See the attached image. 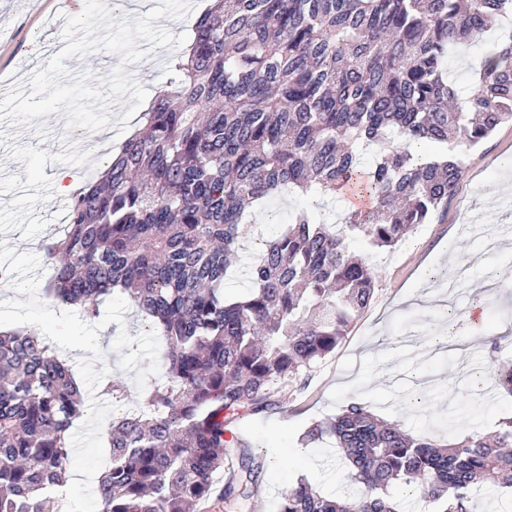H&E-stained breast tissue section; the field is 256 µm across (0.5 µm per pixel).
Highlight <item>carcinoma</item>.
Instances as JSON below:
<instances>
[{"label": "carcinoma", "mask_w": 512, "mask_h": 512, "mask_svg": "<svg viewBox=\"0 0 512 512\" xmlns=\"http://www.w3.org/2000/svg\"><path fill=\"white\" fill-rule=\"evenodd\" d=\"M512 0H212L187 55L101 181L72 198L67 231L40 244L46 293L94 319L127 294L166 347L161 382L130 394L97 480L103 512H193L231 455L226 426L269 405L275 386L332 353L369 304L373 275L349 253L397 244L452 198L457 149L512 124V38L485 55L464 105L448 47L484 35ZM376 148L365 168L360 151ZM302 198L234 300L224 280L251 209ZM366 205L326 223L316 197ZM71 371L34 330L0 331V512H53L82 415ZM364 491L327 497L300 480L280 512H399L389 489L416 483L436 512H472L475 490L512 489V418L495 435L415 437L351 402L314 422ZM262 463L240 454L222 496L247 500Z\"/></svg>", "instance_id": "carcinoma-1"}]
</instances>
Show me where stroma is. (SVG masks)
Segmentation results:
<instances>
[{
  "mask_svg": "<svg viewBox=\"0 0 512 512\" xmlns=\"http://www.w3.org/2000/svg\"><path fill=\"white\" fill-rule=\"evenodd\" d=\"M64 0H0V80L15 83L48 57L41 35L63 27L70 14ZM512 33V14L477 44L448 50V78L466 90L477 63L492 46ZM45 124L51 138L39 142L23 127L0 124V240L17 252L37 251L52 228L63 229L66 213L44 217L40 203L57 200L52 168L71 170L79 186L101 176L102 161L119 153L128 132L142 128L134 114L127 133L108 128L100 158L90 157L83 143L56 144L61 127ZM464 174L456 194L424 224L390 250H369L374 270L370 303L333 353L304 370L298 379L277 384L272 406L245 415L230 427L233 452L260 456L262 474L243 506L225 504L224 473L214 477L212 492L196 512H279L282 494L307 480L328 494L349 490L350 477L332 443L303 444L304 431L315 421L336 415L349 402L365 403L379 417L401 422L414 435L445 427L449 440L496 430L512 416V394L491 385L492 367H512V339L502 336L512 322V298H503L500 283L512 280V125L462 153ZM298 203L293 192L267 199L253 217L240 263L227 277L224 292L236 298L250 287L249 266L276 225L288 223ZM467 268L469 276L454 290L444 287L449 266ZM480 321H473L472 310ZM149 324L128 305L123 324L99 333L111 375L132 382L121 372L112 344L120 331L137 336ZM500 338L491 350V338Z\"/></svg>",
  "mask_w": 512,
  "mask_h": 512,
  "instance_id": "obj_1",
  "label": "stroma"
}]
</instances>
